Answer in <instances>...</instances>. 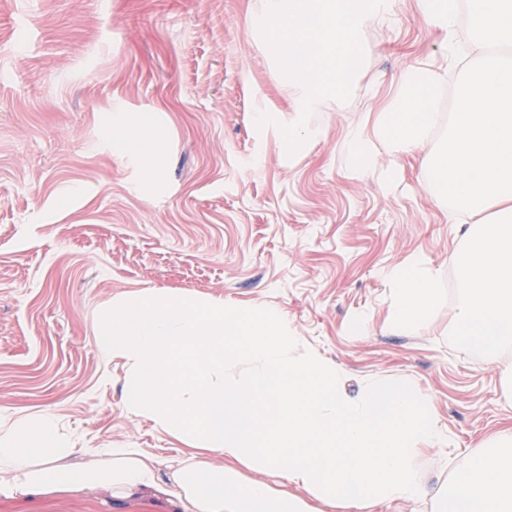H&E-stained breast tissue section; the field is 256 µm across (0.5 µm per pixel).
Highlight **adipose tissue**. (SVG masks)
Returning a JSON list of instances; mask_svg holds the SVG:
<instances>
[{
  "label": "adipose tissue",
  "instance_id": "adipose-tissue-1",
  "mask_svg": "<svg viewBox=\"0 0 512 512\" xmlns=\"http://www.w3.org/2000/svg\"><path fill=\"white\" fill-rule=\"evenodd\" d=\"M392 318L415 327L436 282L420 264L397 267ZM100 343L125 360L133 413L187 440L193 455L170 465L135 448H90L82 485L129 497L175 494L181 512H373L427 498L433 512H512V430L487 440L446 485L422 482L413 456L447 444L429 404L402 383L349 396L336 368L295 352L281 316L187 294H141L102 310ZM70 446L53 420L23 422L0 440V498L55 496L70 488ZM224 458L214 466L212 456ZM274 470L280 483L246 477Z\"/></svg>",
  "mask_w": 512,
  "mask_h": 512
}]
</instances>
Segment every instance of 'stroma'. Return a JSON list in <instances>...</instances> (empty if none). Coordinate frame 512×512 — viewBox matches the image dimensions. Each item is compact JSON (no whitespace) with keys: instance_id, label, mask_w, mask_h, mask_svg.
Wrapping results in <instances>:
<instances>
[{"instance_id":"stroma-1","label":"stroma","mask_w":512,"mask_h":512,"mask_svg":"<svg viewBox=\"0 0 512 512\" xmlns=\"http://www.w3.org/2000/svg\"><path fill=\"white\" fill-rule=\"evenodd\" d=\"M258 0H0V436L53 416L73 448H138L168 466L190 447L127 406L130 373L104 354L102 309L139 293L188 294L280 314L300 351L340 372L350 396L405 383L435 410L444 448L416 456L447 478L512 426L500 376L512 352L475 356L448 340V276L469 226L421 182L420 155L345 153L367 104L384 107L412 63L442 64L444 31L414 0L364 36L350 99L314 113L324 135L294 160L281 125L298 115L270 72ZM278 110L259 128L254 112ZM149 115L162 150L121 155L129 116ZM422 264L437 282L416 329L389 308L385 271ZM0 512H178L153 494L84 487L0 500Z\"/></svg>"}]
</instances>
